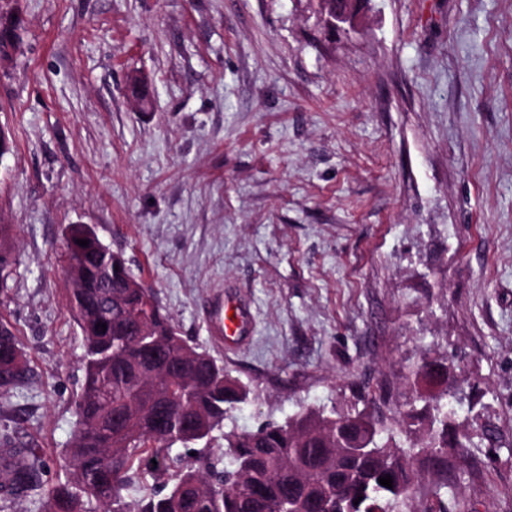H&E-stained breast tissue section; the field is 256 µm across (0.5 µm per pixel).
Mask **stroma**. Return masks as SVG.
<instances>
[{"instance_id":"obj_1","label":"stroma","mask_w":512,"mask_h":512,"mask_svg":"<svg viewBox=\"0 0 512 512\" xmlns=\"http://www.w3.org/2000/svg\"><path fill=\"white\" fill-rule=\"evenodd\" d=\"M0 11L23 25L0 63V224L19 254L0 316L29 361L0 429L38 444L43 485L64 477L84 380L64 276L84 224L250 387L226 427L360 410L382 381L401 440L412 367L448 359L472 435L455 490L512 512V0H370L347 31L318 0ZM227 297L250 317L229 347L211 337Z\"/></svg>"}]
</instances>
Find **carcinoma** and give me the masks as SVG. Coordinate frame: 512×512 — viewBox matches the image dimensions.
Returning <instances> with one entry per match:
<instances>
[{
	"instance_id": "1",
	"label": "carcinoma",
	"mask_w": 512,
	"mask_h": 512,
	"mask_svg": "<svg viewBox=\"0 0 512 512\" xmlns=\"http://www.w3.org/2000/svg\"><path fill=\"white\" fill-rule=\"evenodd\" d=\"M19 23L0 15V59L19 49ZM12 228L0 224V277L16 264ZM88 240V246L76 243ZM69 298L81 330L85 379L76 401V427L61 458L65 480L45 490L49 512H450L448 449L463 458L466 433L448 436V360L424 356L415 381L438 390L416 400L432 411L419 440L398 442L378 417L362 410L298 412L249 432L213 433L245 403L249 390L209 352L182 336L152 289L129 287L133 274L122 254L94 230L69 227ZM106 325L102 329L98 324ZM28 359L15 327L0 318V392L26 379ZM175 445L196 456L170 455ZM426 456L437 489L415 500ZM40 449L0 432V491L41 489ZM163 479L128 499L145 475ZM389 475L392 488L380 485ZM361 498L357 504L356 498Z\"/></svg>"
}]
</instances>
